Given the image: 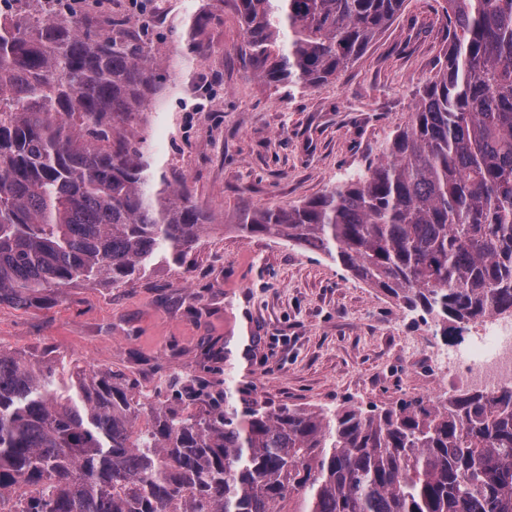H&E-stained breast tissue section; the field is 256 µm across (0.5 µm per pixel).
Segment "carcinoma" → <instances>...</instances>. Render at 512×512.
<instances>
[{
	"label": "carcinoma",
	"instance_id": "carcinoma-1",
	"mask_svg": "<svg viewBox=\"0 0 512 512\" xmlns=\"http://www.w3.org/2000/svg\"><path fill=\"white\" fill-rule=\"evenodd\" d=\"M0 8V303L119 288L212 226L186 177L126 127L181 61L131 18ZM404 0H239L254 75L314 88ZM448 48L409 124L322 195L233 227L316 250L437 326L512 311V0H442ZM137 401L119 372L0 348V500L16 512H512V382L308 410L174 373ZM147 422L138 424L142 415Z\"/></svg>",
	"mask_w": 512,
	"mask_h": 512
}]
</instances>
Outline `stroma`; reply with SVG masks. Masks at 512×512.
<instances>
[{
	"label": "stroma",
	"instance_id": "35a3bbf8",
	"mask_svg": "<svg viewBox=\"0 0 512 512\" xmlns=\"http://www.w3.org/2000/svg\"><path fill=\"white\" fill-rule=\"evenodd\" d=\"M149 37L160 58L187 51L189 13L206 7L207 56H191L160 109L129 132L148 139L158 170L183 173L215 227L181 262L162 261L115 288L65 289L47 306L0 304V348L124 372L143 389L166 370L211 382L232 371L241 394L292 406L390 405L425 395L422 351L465 349L476 324L441 332L324 254L233 223L246 207L296 205L363 169L405 125L415 91L434 76L446 21L436 0L400 15L339 78L285 94L242 55L236 0H162ZM218 96L214 112L184 109L188 87ZM227 344L228 360L204 347Z\"/></svg>",
	"mask_w": 512,
	"mask_h": 512
}]
</instances>
